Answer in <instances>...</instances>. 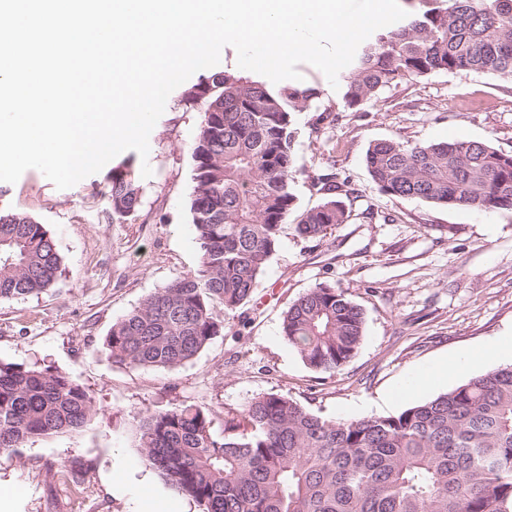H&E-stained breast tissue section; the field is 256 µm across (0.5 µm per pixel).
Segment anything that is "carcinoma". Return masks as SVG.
I'll return each mask as SVG.
<instances>
[{
    "label": "carcinoma",
    "instance_id": "1",
    "mask_svg": "<svg viewBox=\"0 0 512 512\" xmlns=\"http://www.w3.org/2000/svg\"><path fill=\"white\" fill-rule=\"evenodd\" d=\"M422 9L358 48L344 77L357 109L384 89L436 72L470 71L512 85V0H419ZM208 95L198 101L195 90ZM317 87H268L219 71L183 90L199 106L190 213L201 268L148 295L112 325V361L176 368L224 331L216 312L246 305L295 205L293 113ZM391 196L443 207L512 211V154L479 141L381 140L365 154ZM322 202L295 231L322 238L348 218L336 174L318 178ZM112 216L136 212L131 159L112 168ZM61 257L33 218L0 211V298L53 287ZM364 313L345 292L317 283L299 295L282 333L311 369L333 374L356 354ZM88 390L70 374L0 362V456L23 443L79 431L96 418ZM197 404L141 416L143 463L203 512H512V364L383 417L327 420L278 393L224 419Z\"/></svg>",
    "mask_w": 512,
    "mask_h": 512
}]
</instances>
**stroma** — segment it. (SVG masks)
I'll list each match as a JSON object with an SVG mask.
<instances>
[{"label": "stroma", "mask_w": 512, "mask_h": 512, "mask_svg": "<svg viewBox=\"0 0 512 512\" xmlns=\"http://www.w3.org/2000/svg\"><path fill=\"white\" fill-rule=\"evenodd\" d=\"M302 85L322 96L295 113V208L252 299L225 313L224 331L174 369L113 364L105 338L145 297L200 267L190 214L191 145L200 114L173 91L149 137L153 174L142 205L112 216L111 166L60 190L36 169L0 182V207L32 217L54 239L62 273L50 290L0 299V361L69 373L93 398L92 426L25 443L0 457V512H201L141 460L137 423L158 409L199 404L225 416L282 394L329 420L396 414L413 405L400 386L429 363L512 336V211L439 207L381 192L368 173L370 144L481 141L512 154V89L473 73H436L349 109L343 89L302 64ZM323 132L312 135L314 122ZM349 189L346 223L299 237L302 214L322 201L319 175ZM346 291L362 309L364 336L335 374L310 369L281 332L288 306L315 283ZM84 471L81 493L54 479Z\"/></svg>", "instance_id": "1"}]
</instances>
